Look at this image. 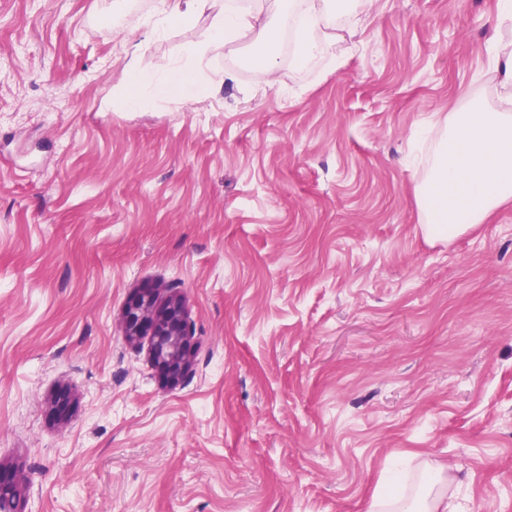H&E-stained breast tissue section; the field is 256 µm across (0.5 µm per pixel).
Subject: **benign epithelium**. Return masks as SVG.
Returning a JSON list of instances; mask_svg holds the SVG:
<instances>
[{"instance_id": "benign-epithelium-1", "label": "benign epithelium", "mask_w": 512, "mask_h": 512, "mask_svg": "<svg viewBox=\"0 0 512 512\" xmlns=\"http://www.w3.org/2000/svg\"><path fill=\"white\" fill-rule=\"evenodd\" d=\"M123 322L130 339L143 334L153 336V360L168 377L177 379L191 373L192 356L188 345L195 331L181 293L171 292L162 297L156 289L145 288L125 306ZM0 499L12 503V512H30L20 480L13 472L1 468Z\"/></svg>"}]
</instances>
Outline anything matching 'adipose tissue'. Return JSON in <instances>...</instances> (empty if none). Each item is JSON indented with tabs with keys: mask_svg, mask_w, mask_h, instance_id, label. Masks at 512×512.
Returning <instances> with one entry per match:
<instances>
[{
	"mask_svg": "<svg viewBox=\"0 0 512 512\" xmlns=\"http://www.w3.org/2000/svg\"><path fill=\"white\" fill-rule=\"evenodd\" d=\"M266 2V8L256 10L231 0H161L150 31L159 34L172 20L188 22L210 14V35L193 48V56L204 59L234 41L259 43L264 47L260 64L271 79L279 67L283 32L293 36L291 57L298 66L307 65L322 45L335 41L330 23L335 0ZM489 54L499 78L502 109L476 101L466 111L450 113L416 189L423 222L434 237L451 238L487 223L497 209L512 203V51L494 45ZM131 79L130 89L116 98L125 110L146 107L156 99H193L205 75L176 66L160 78L135 70Z\"/></svg>",
	"mask_w": 512,
	"mask_h": 512,
	"instance_id": "adipose-tissue-1",
	"label": "adipose tissue"
}]
</instances>
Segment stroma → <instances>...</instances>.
Segmentation results:
<instances>
[{"mask_svg":"<svg viewBox=\"0 0 512 512\" xmlns=\"http://www.w3.org/2000/svg\"><path fill=\"white\" fill-rule=\"evenodd\" d=\"M156 6L0 0V465L31 512H365L425 460L456 512H512V205L432 238L411 162L499 108L496 0H339L276 83L232 42L194 101L114 108L209 34L148 36ZM143 288L184 295L189 377L128 343Z\"/></svg>","mask_w":512,"mask_h":512,"instance_id":"35a3bbf8","label":"stroma"}]
</instances>
